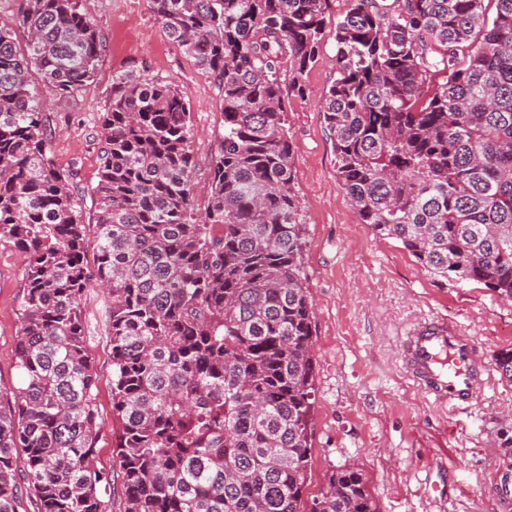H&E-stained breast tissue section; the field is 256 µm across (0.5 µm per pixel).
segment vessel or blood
<instances>
[{
    "label": "vessel or blood",
    "instance_id": "1",
    "mask_svg": "<svg viewBox=\"0 0 512 512\" xmlns=\"http://www.w3.org/2000/svg\"><path fill=\"white\" fill-rule=\"evenodd\" d=\"M401 356L407 376L419 389L453 408L470 403L491 375L474 340L439 317L419 324L403 338Z\"/></svg>",
    "mask_w": 512,
    "mask_h": 512
}]
</instances>
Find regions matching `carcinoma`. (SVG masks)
<instances>
[{"mask_svg": "<svg viewBox=\"0 0 512 512\" xmlns=\"http://www.w3.org/2000/svg\"><path fill=\"white\" fill-rule=\"evenodd\" d=\"M214 77L224 134L195 213L190 107L172 80L112 78L93 220L51 156L32 72L67 96L104 44L79 0H27L0 25V243L24 257L19 387L0 393V512H376L363 474L304 502L314 394L303 206L288 98L306 95L325 29L321 112L362 223L428 273L512 300V0H149ZM27 33L26 49L15 29ZM288 64V80L281 68ZM106 294L116 468L95 463L85 296ZM512 379V349L495 358ZM24 483L16 479L19 457Z\"/></svg>", "mask_w": 512, "mask_h": 512, "instance_id": "carcinoma-1", "label": "carcinoma"}]
</instances>
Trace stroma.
Segmentation results:
<instances>
[{
	"instance_id": "obj_1",
	"label": "stroma",
	"mask_w": 512,
	"mask_h": 512,
	"mask_svg": "<svg viewBox=\"0 0 512 512\" xmlns=\"http://www.w3.org/2000/svg\"><path fill=\"white\" fill-rule=\"evenodd\" d=\"M105 44L95 77L70 96L40 79L55 163L98 173L100 117L112 101V78L132 72L174 80L191 107L197 209L208 202V176L224 133L213 77L172 45L149 0H80ZM332 34L307 76L305 99L288 101L296 189L304 207L303 271L312 308L315 359L306 499L331 473L360 471L378 512H512V380L493 373L474 406L449 409L425 396L404 373L398 339L415 323L444 315L493 359L512 348V301L476 283L424 271L401 243L361 223L336 178V159L320 102L336 77ZM26 292L24 262L0 244V392L18 385L15 343ZM88 347L97 373L100 432L97 467L115 466L112 446V353L105 307L86 306Z\"/></svg>"
}]
</instances>
